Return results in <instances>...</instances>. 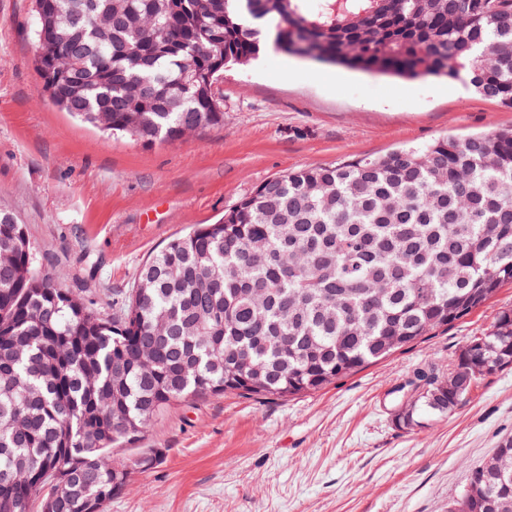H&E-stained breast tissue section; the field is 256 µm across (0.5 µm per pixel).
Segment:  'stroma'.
<instances>
[{
  "label": "stroma",
  "mask_w": 512,
  "mask_h": 512,
  "mask_svg": "<svg viewBox=\"0 0 512 512\" xmlns=\"http://www.w3.org/2000/svg\"><path fill=\"white\" fill-rule=\"evenodd\" d=\"M32 0H0V207L26 225L34 263L87 300L131 288L176 234L211 224L260 183L438 138L512 130V108L444 79L401 81L264 47L229 67L221 126L151 146L109 139L55 107L29 36ZM512 309V285L424 342L326 389L172 405L137 448H160L105 512H450L472 471L512 435V369L485 375L448 416L403 431L392 391L447 374L470 337Z\"/></svg>",
  "instance_id": "obj_1"
}]
</instances>
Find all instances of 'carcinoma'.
<instances>
[{"label":"carcinoma","mask_w":512,"mask_h":512,"mask_svg":"<svg viewBox=\"0 0 512 512\" xmlns=\"http://www.w3.org/2000/svg\"><path fill=\"white\" fill-rule=\"evenodd\" d=\"M33 0L50 101L109 136L175 142L223 123L213 84L275 46L323 63L460 80L512 106V0ZM68 35L62 40L59 33ZM41 274L26 226L0 209V512H104L186 400L316 392L417 344L512 284V132L442 137L269 179L213 224L172 237L112 315ZM512 368V309L473 336L450 376L417 370L396 426L454 410ZM512 464V437L490 464ZM71 484L55 492V479ZM512 512V473L483 466L451 512Z\"/></svg>","instance_id":"cac0c4a2"}]
</instances>
